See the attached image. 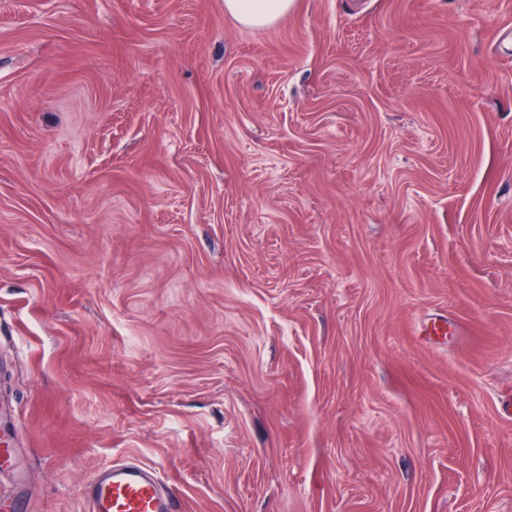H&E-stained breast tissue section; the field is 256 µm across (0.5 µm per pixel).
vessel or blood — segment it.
I'll use <instances>...</instances> for the list:
<instances>
[{
    "label": "vessel or blood",
    "instance_id": "1",
    "mask_svg": "<svg viewBox=\"0 0 512 512\" xmlns=\"http://www.w3.org/2000/svg\"><path fill=\"white\" fill-rule=\"evenodd\" d=\"M86 494L89 512H182V498L159 471L124 461L97 471Z\"/></svg>",
    "mask_w": 512,
    "mask_h": 512
}]
</instances>
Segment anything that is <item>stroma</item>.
<instances>
[{
	"mask_svg": "<svg viewBox=\"0 0 512 512\" xmlns=\"http://www.w3.org/2000/svg\"><path fill=\"white\" fill-rule=\"evenodd\" d=\"M511 391L512 0H0L27 512H512ZM294 0H224V13L248 28H268L288 14ZM86 494L90 512H184L183 498L159 471L139 461L113 463L97 471Z\"/></svg>",
	"mask_w": 512,
	"mask_h": 512,
	"instance_id": "stroma-1",
	"label": "stroma"
}]
</instances>
